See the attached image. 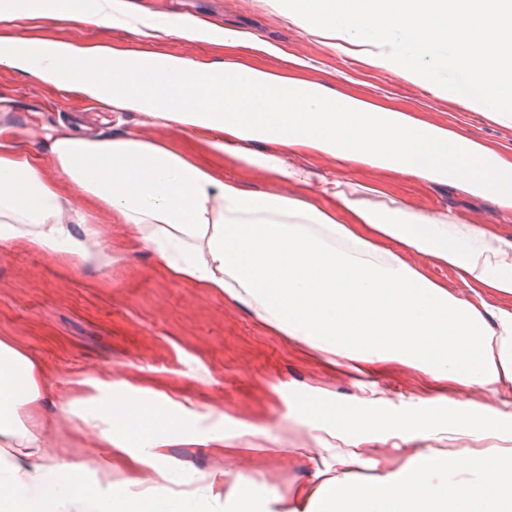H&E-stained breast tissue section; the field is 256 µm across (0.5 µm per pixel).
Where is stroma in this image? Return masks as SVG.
I'll list each match as a JSON object with an SVG mask.
<instances>
[{
    "mask_svg": "<svg viewBox=\"0 0 512 512\" xmlns=\"http://www.w3.org/2000/svg\"><path fill=\"white\" fill-rule=\"evenodd\" d=\"M132 3L145 14L204 17L222 29L254 33L278 45L282 54L277 58L248 54L245 62L282 69L290 58L308 59L314 67L306 71V78L440 120L493 150L512 154V124L326 48L275 13L267 0ZM2 34L16 41L63 40L118 49L140 46L121 28L74 27L52 19H18L0 25ZM148 48L206 63L230 55L221 45L177 38L151 42ZM90 105L82 95L37 74L0 67V121L17 127L21 148L39 156L42 163L50 161L48 131L80 113L92 131L116 133L126 124L174 144L191 159L206 160L225 179L240 182L245 189L280 190L278 183L245 169L232 157L205 155L202 142L207 132H175L144 115L121 121L114 113L91 111ZM349 178L356 183L381 182L385 200L435 214L450 213L463 224H494L512 234V214L501 212L492 199L471 196L461 188L382 178L365 169L350 172ZM99 231L94 246L123 252L124 257L98 269H70L25 247L0 245V338L38 360L52 386L44 407L47 460L84 465L87 486L105 489L96 462L109 456V449L61 411L62 404L81 394L75 378L93 377L171 393L200 409L215 408L229 422L246 421L266 430V450L260 454L171 445L166 453L177 469L181 490L193 489L197 473L232 469L251 475L257 494L270 512H277L278 496L300 485L315 487L321 459L301 409L326 399L352 403L362 394L359 385L324 365L300 342L269 332L245 307L225 300L222 293L173 279L151 252L129 248L128 233L121 225L103 224ZM375 381L387 412L404 413L416 397L428 392L425 378L405 367L391 369ZM445 395L449 420L488 406L502 423L512 422V403L499 397L454 384Z\"/></svg>",
    "mask_w": 512,
    "mask_h": 512,
    "instance_id": "35a3bbf8",
    "label": "stroma"
}]
</instances>
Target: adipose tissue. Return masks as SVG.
Instances as JSON below:
<instances>
[{
  "instance_id": "obj_1",
  "label": "adipose tissue",
  "mask_w": 512,
  "mask_h": 512,
  "mask_svg": "<svg viewBox=\"0 0 512 512\" xmlns=\"http://www.w3.org/2000/svg\"><path fill=\"white\" fill-rule=\"evenodd\" d=\"M28 16L281 54L272 43L199 18L130 17L125 0H95L90 11L75 0H31ZM0 66L37 73L115 113L144 114L187 133L217 131L208 153L233 156L282 187L245 190L135 129L102 135L75 126L51 134L46 166L19 148L13 126L0 125L1 245L19 243L95 268L111 259L89 246L99 234L95 213H106L171 276L223 293L325 364L357 379L397 366L427 378L430 394L403 414L372 413L380 402L372 394L356 408L306 407L302 417L316 443L344 449L335 455L336 477L297 487L282 512H512V447L494 443L502 425L467 416L449 421L434 395L449 383L488 393L512 384V307L486 300L512 298V237L490 224L381 202L379 184L345 178L365 168L454 185L512 211V156L445 123L299 78L307 66L301 57L273 70L66 41H34L18 52L0 38ZM304 153L335 161V171L298 166ZM62 178L77 199L63 197ZM435 267L452 269L486 297L461 296L432 275ZM1 362L9 373L0 377V436L7 440L0 447V512H212L221 495L207 475L196 477L188 496H172L176 474L167 448L180 442L263 449L251 424L229 430L223 416L209 417L167 393L148 389L135 397L123 385L90 379L89 395L68 403L67 414L129 470H154L152 485L139 491L122 479L93 493L80 466L43 459L42 365L5 340ZM447 425L456 439L479 434L492 444L425 448L397 472L375 480L358 474V466L380 465L367 455L372 442L427 440Z\"/></svg>"
}]
</instances>
